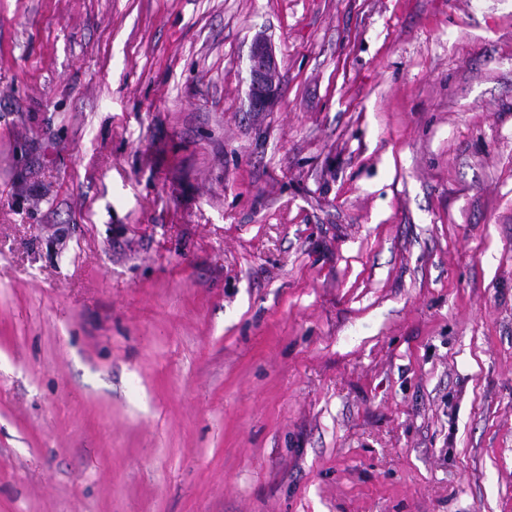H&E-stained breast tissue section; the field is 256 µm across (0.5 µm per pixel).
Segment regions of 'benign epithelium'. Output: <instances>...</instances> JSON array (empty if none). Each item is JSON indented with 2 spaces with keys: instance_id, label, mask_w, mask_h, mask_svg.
Listing matches in <instances>:
<instances>
[{
  "instance_id": "obj_1",
  "label": "benign epithelium",
  "mask_w": 512,
  "mask_h": 512,
  "mask_svg": "<svg viewBox=\"0 0 512 512\" xmlns=\"http://www.w3.org/2000/svg\"><path fill=\"white\" fill-rule=\"evenodd\" d=\"M248 107L251 112H272L281 96V69L270 36H254L248 56Z\"/></svg>"
}]
</instances>
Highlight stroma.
<instances>
[{"mask_svg":"<svg viewBox=\"0 0 512 512\" xmlns=\"http://www.w3.org/2000/svg\"><path fill=\"white\" fill-rule=\"evenodd\" d=\"M0 512H512V0H0ZM248 107L251 112L274 111L281 96V69L270 36H254L248 56Z\"/></svg>","mask_w":512,"mask_h":512,"instance_id":"35a3bbf8","label":"stroma"}]
</instances>
